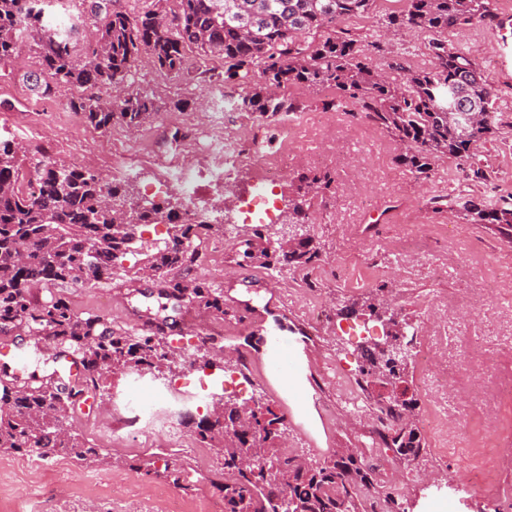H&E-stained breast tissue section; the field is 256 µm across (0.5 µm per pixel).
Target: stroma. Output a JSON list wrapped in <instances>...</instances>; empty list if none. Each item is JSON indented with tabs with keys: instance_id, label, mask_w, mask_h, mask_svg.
<instances>
[{
	"instance_id": "1",
	"label": "stroma",
	"mask_w": 512,
	"mask_h": 512,
	"mask_svg": "<svg viewBox=\"0 0 512 512\" xmlns=\"http://www.w3.org/2000/svg\"><path fill=\"white\" fill-rule=\"evenodd\" d=\"M404 8L405 0H376L369 14L347 22L364 42L376 43L372 58L381 72H388L396 62L410 70H424L433 63L427 33L383 26V15ZM447 40L474 52L494 90L498 129L476 150L478 162L492 175L487 184L467 180L445 159L425 176L398 164L400 142L353 108L325 109L331 97L326 90L282 89V96L299 100L302 108L277 117L213 103L201 74L223 71L224 62L218 58L195 57L194 67L177 76L162 74L148 58H141L127 86L154 92L161 108L137 134L115 137L113 132L95 130L74 112L56 113L45 129L54 142V159L76 160L107 176L113 158L151 150L154 159L141 165L137 187L164 208L186 207L180 190L156 187V164L174 154L175 139L192 115L215 117L225 132L241 134L245 144L256 145L265 158L276 160L293 152L287 176L278 187L281 210L287 209L300 173L331 177V187L320 194L309 217V232L320 245V257L310 271L251 265L242 262L231 246L226 254L215 255L202 272L214 287L223 289L224 300L231 305L244 299L261 306L276 292L297 316L317 309L319 316L310 327L318 346L304 356L298 386L311 391V380L318 377L325 391L309 410L288 390L265 391L259 381L245 380L241 368L232 366L224 372L225 393L239 399L260 395L275 405L287 426L284 452L321 461L339 448L365 449L366 464L381 471V486L404 491L408 512H423L434 480L449 472L465 473L481 462L485 431L475 421L479 410L471 398L473 390L488 394V407L497 410L495 422L503 436L512 437V405H497L492 398L501 384L512 379V246L464 223L456 209L457 202L476 200L494 190L503 197L512 195V32L498 24H474L450 29ZM41 70L32 46L0 66V117L39 108L43 99L28 76ZM323 110L330 116L329 124L310 128L309 114ZM384 282L399 296L409 323L424 332L428 348L438 353L452 383L447 397L434 399L422 379H415L416 422L424 427L427 454L411 462L372 449L373 430L362 409L335 399L333 391L341 374L357 377L364 331L363 322H345L336 313L350 296ZM67 296L79 315L98 316L127 329L133 322L146 321L147 310L160 311L169 343L189 335L197 325L208 324L230 353L245 334L239 316L218 318L189 303L167 299L154 280H133L120 270L97 287L74 285ZM441 298L450 306L444 315L432 310L433 302ZM1 343L27 354L25 363L9 367L18 381L33 374L47 378L56 369L52 350L24 351L22 332L0 334ZM133 380L130 374L105 375L100 382L102 397L87 398L69 411L77 432L95 447L111 449L112 467L87 468L59 457L44 470L32 458L0 454V512H161L162 489L182 495L187 512H210L223 503L224 465L213 449L200 447L191 427L179 426L176 441L162 447L137 432L133 412L113 408L118 395L152 398V388L136 386ZM429 421L436 423V431L426 430ZM466 421L473 424L465 440L473 455L446 458L448 431ZM502 469L501 478L484 492L459 499L455 512H478L484 506L512 512V461L504 462ZM177 476L186 478V485L174 484ZM116 484L124 486L122 496H113Z\"/></svg>"
}]
</instances>
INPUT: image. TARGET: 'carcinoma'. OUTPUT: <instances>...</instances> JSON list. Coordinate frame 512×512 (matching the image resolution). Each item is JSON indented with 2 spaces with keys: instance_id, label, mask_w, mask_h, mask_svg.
<instances>
[{
  "instance_id": "1",
  "label": "carcinoma",
  "mask_w": 512,
  "mask_h": 512,
  "mask_svg": "<svg viewBox=\"0 0 512 512\" xmlns=\"http://www.w3.org/2000/svg\"><path fill=\"white\" fill-rule=\"evenodd\" d=\"M56 0H0V65L19 53L29 37L38 38L44 74L33 84L51 95L63 85L77 91L68 105L96 130L116 122L129 130L149 123L160 109L146 91L127 92L118 104L103 98L104 87L123 86L141 54L158 70L178 75L185 70L186 50L224 60V71L207 77L235 94L240 112L275 116L297 112L300 104L273 90L288 85L329 89L336 107L352 103L382 130L405 146L401 164L424 174L443 158L473 181L486 183L488 172L470 163L472 148L497 131L492 112L493 89L475 55L448 46L439 34L474 23L493 24L495 0H407L401 14L391 13L386 26H406L434 35L433 66L424 71L393 69L390 78L376 68L358 35L343 27L369 13L374 0H177L171 15L149 10L131 15L112 8V0H83L96 28L94 40L79 45L70 27L52 24ZM260 81H253L255 74ZM477 115L474 123L466 120ZM326 174H300L296 198L289 200L288 223L301 224L306 208L329 188ZM126 208V223H112L103 197ZM468 224L492 228L512 240V203L500 205L469 199L460 206ZM153 224L169 225L163 243L140 252L142 262L129 267L139 277L152 270L161 294L188 297L198 308L224 315V293L204 280L172 277L187 270L195 257L186 243L224 231L209 219L188 224L173 209L137 196L131 181L100 182L87 169L43 160L26 146L0 138V331L22 328L33 336L51 327L50 336L76 354L83 374L72 386L62 382L17 386L0 379V454L48 458L65 456L83 465L111 464L73 429L65 428L67 409L99 388L100 375L138 372L153 376L171 370L174 352L155 335H133L98 316L82 318L72 309L64 288L107 280L127 256V240ZM239 256L261 266L307 269L319 258L309 230L287 246L270 248L261 230L237 242ZM52 286L39 305L30 288ZM383 289L341 308L350 318L378 317ZM360 384L395 425L382 435L386 448L405 460L427 454L413 421L417 399H382L375 387L409 383L413 357L395 363L378 344L360 349ZM205 448L223 459L224 512H365L360 489L375 482L354 448H344L323 462L280 452L286 437L283 417L262 398L223 399V411L209 412L194 425Z\"/></svg>"
}]
</instances>
